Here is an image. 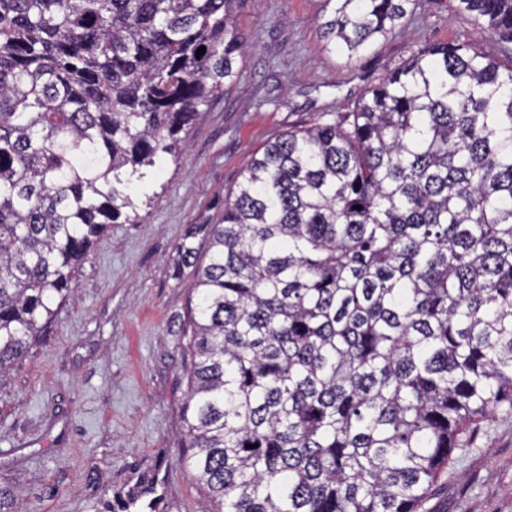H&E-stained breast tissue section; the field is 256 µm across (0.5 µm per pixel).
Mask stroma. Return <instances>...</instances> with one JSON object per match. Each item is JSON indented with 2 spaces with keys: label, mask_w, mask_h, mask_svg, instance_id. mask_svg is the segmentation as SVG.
Listing matches in <instances>:
<instances>
[{
  "label": "stroma",
  "mask_w": 512,
  "mask_h": 512,
  "mask_svg": "<svg viewBox=\"0 0 512 512\" xmlns=\"http://www.w3.org/2000/svg\"><path fill=\"white\" fill-rule=\"evenodd\" d=\"M322 0H243L238 76L179 134L176 157L132 184L139 218L109 225L75 273L39 341L0 376V488L21 512H100L154 468L166 512H218L179 464L187 387L181 328L192 267L176 247L213 224L248 160L293 127L344 117L365 92L428 44L472 42L501 61L512 45L416 0L395 36L348 60L324 48ZM419 512H512V409L469 424Z\"/></svg>",
  "instance_id": "obj_1"
}]
</instances>
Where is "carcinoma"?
<instances>
[{"instance_id":"cac0c4a2","label":"carcinoma","mask_w":512,"mask_h":512,"mask_svg":"<svg viewBox=\"0 0 512 512\" xmlns=\"http://www.w3.org/2000/svg\"><path fill=\"white\" fill-rule=\"evenodd\" d=\"M236 2L0 0V375L234 81ZM414 2L323 0L324 47L351 60ZM452 16L512 43V0ZM176 264L196 294L182 462L218 507L417 512L465 426L512 407V63L417 49L347 119L268 144ZM159 484L105 512H157Z\"/></svg>"}]
</instances>
